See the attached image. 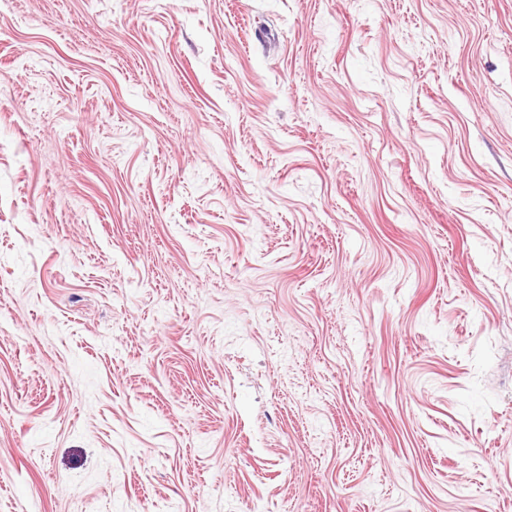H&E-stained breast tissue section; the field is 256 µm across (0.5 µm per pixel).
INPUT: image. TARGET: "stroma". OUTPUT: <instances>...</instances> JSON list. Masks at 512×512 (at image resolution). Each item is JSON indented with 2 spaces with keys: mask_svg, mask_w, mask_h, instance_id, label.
Listing matches in <instances>:
<instances>
[{
  "mask_svg": "<svg viewBox=\"0 0 512 512\" xmlns=\"http://www.w3.org/2000/svg\"><path fill=\"white\" fill-rule=\"evenodd\" d=\"M0 512H512V0H0Z\"/></svg>",
  "mask_w": 512,
  "mask_h": 512,
  "instance_id": "obj_1",
  "label": "stroma"
}]
</instances>
